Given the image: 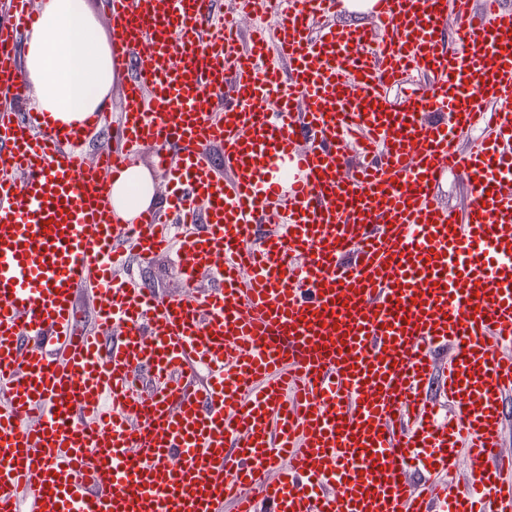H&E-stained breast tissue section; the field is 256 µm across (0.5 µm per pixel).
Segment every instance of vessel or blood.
<instances>
[{"label": "vessel or blood", "instance_id": "obj_1", "mask_svg": "<svg viewBox=\"0 0 512 512\" xmlns=\"http://www.w3.org/2000/svg\"><path fill=\"white\" fill-rule=\"evenodd\" d=\"M6 2L0 512H512V7L378 0L339 28L342 0H238L220 23L217 0H110L122 112L66 128L22 109L38 16ZM257 10L274 27L243 30ZM486 104L495 135L461 152ZM131 148L173 190L118 224ZM450 173L460 215L435 196ZM180 224L179 293L117 279ZM437 196L449 209L463 212L472 199V189L463 178L450 174L441 183Z\"/></svg>", "mask_w": 512, "mask_h": 512}]
</instances>
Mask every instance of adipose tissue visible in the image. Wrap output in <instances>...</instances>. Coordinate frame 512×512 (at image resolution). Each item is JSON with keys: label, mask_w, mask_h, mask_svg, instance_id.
Wrapping results in <instances>:
<instances>
[{"label": "adipose tissue", "mask_w": 512, "mask_h": 512, "mask_svg": "<svg viewBox=\"0 0 512 512\" xmlns=\"http://www.w3.org/2000/svg\"><path fill=\"white\" fill-rule=\"evenodd\" d=\"M24 74L29 105L53 120L80 123L112 88V48L87 0H45L26 40ZM155 180L133 164L112 184V215L129 224L152 207Z\"/></svg>", "instance_id": "obj_1"}]
</instances>
